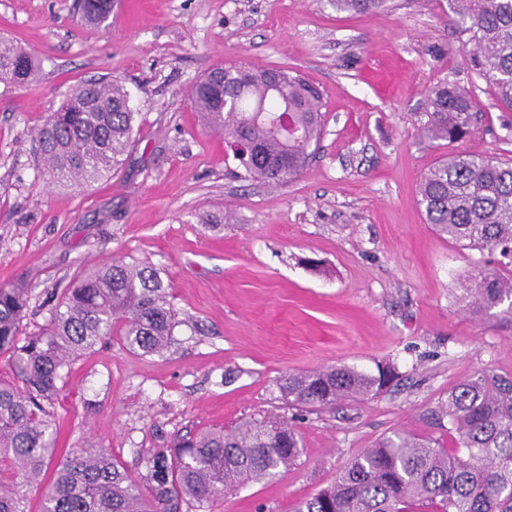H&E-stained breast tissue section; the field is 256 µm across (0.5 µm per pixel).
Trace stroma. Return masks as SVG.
Listing matches in <instances>:
<instances>
[{"instance_id":"35a3bbf8","label":"stroma","mask_w":512,"mask_h":512,"mask_svg":"<svg viewBox=\"0 0 512 512\" xmlns=\"http://www.w3.org/2000/svg\"><path fill=\"white\" fill-rule=\"evenodd\" d=\"M77 0H0V38L39 63L0 82V287L27 286L20 326L48 323L54 291L120 257L157 269L182 326L161 355L113 337L69 366L50 411L57 448L106 449L145 483L175 436L284 419L302 448L280 477L207 512H295L378 440L405 432L450 445L434 412L477 371L512 375V315L461 301L499 254L448 240L417 203L442 154L418 130L445 81L483 102L466 151L512 159V109L465 60L452 0H112L84 26ZM274 68L321 94L320 148L293 181L248 178L189 91L229 64ZM117 80L136 114L133 146L108 178L51 183L36 131L77 83ZM394 367L398 382L309 411L282 400L291 373Z\"/></svg>"}]
</instances>
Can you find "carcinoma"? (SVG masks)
<instances>
[{
  "mask_svg": "<svg viewBox=\"0 0 512 512\" xmlns=\"http://www.w3.org/2000/svg\"><path fill=\"white\" fill-rule=\"evenodd\" d=\"M105 0H87L82 20L104 23ZM343 11L379 13L386 0H334ZM458 15L470 34L473 69L512 108V0H467ZM35 58L0 38V80L28 84ZM242 65L215 68L193 86L196 111L215 131L252 147L243 162L249 177L289 182L307 166L322 135L319 93L304 79ZM481 102L469 91L440 82L428 89L421 131L430 142L453 145L472 134ZM292 113L288 133L279 127ZM135 112L116 81L78 84L37 130L44 169L56 183H91L118 170L132 144ZM426 221L448 239L497 250L509 262L480 271L462 299L487 312L502 304L512 314V162L451 151L418 184ZM28 289L0 288V353L7 351L15 380L0 379V465L14 475L0 484V512H26V488L41 492V512H180L280 475L299 455L287 422L261 420L238 431L214 429L181 437L154 455L149 492L101 448H78L57 459L56 423L47 409L73 359L112 338L142 355L162 354L181 321L160 273L122 258L85 271L58 297L49 323L17 338ZM398 378L391 366L367 375L347 367L293 374L280 390L290 404L329 408L347 396H369ZM448 419L451 447L434 439L395 433L354 458L336 480L303 501L296 512H512V376L475 372L448 392L437 420ZM55 462L50 479L45 466Z\"/></svg>",
  "mask_w": 512,
  "mask_h": 512,
  "instance_id": "obj_1",
  "label": "carcinoma"
}]
</instances>
